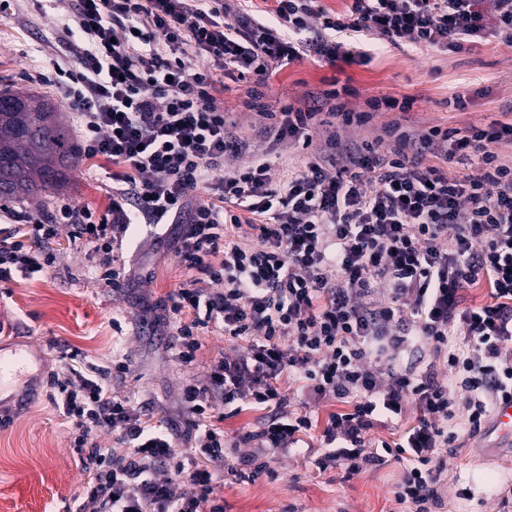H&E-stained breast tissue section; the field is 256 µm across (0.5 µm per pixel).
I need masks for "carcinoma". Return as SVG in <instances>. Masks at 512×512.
I'll return each instance as SVG.
<instances>
[{
    "label": "carcinoma",
    "instance_id": "obj_1",
    "mask_svg": "<svg viewBox=\"0 0 512 512\" xmlns=\"http://www.w3.org/2000/svg\"><path fill=\"white\" fill-rule=\"evenodd\" d=\"M78 157L55 105L33 92L0 90V197L27 199L59 187Z\"/></svg>",
    "mask_w": 512,
    "mask_h": 512
}]
</instances>
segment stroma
<instances>
[{"mask_svg": "<svg viewBox=\"0 0 512 512\" xmlns=\"http://www.w3.org/2000/svg\"><path fill=\"white\" fill-rule=\"evenodd\" d=\"M73 12L68 0H10L0 9V88L30 90L47 99L54 92L35 80L56 36ZM348 59L328 64L305 57L294 61L266 89L272 108L298 103L307 92L348 88L349 101H395L378 122L407 117L417 130L433 125H484L512 102V45L478 44L461 52L410 50L386 45L370 48L353 31L335 33ZM463 95L464 109L451 101ZM110 165L80 159L64 187L15 201L18 210L46 212L74 202L105 212ZM56 261L43 272L0 282V352L31 350L39 359L41 382L17 380L0 397V505L8 512H79L88 474L71 444V427L46 395V379L59 369L61 353L76 349L88 362L109 366L115 355L131 362L114 391L148 404L150 410H175L186 378L176 365L165 331L143 311L192 277L174 258L165 229L138 225L120 250L131 275L119 290L101 287L83 248L60 236ZM483 435L460 433L448 451L442 512H499L512 496V450L487 448ZM276 478L227 482L216 492L224 512H395L393 491L402 468L395 462L347 476L342 469L318 471L303 450L278 457ZM468 488L473 499L458 498Z\"/></svg>", "mask_w": 512, "mask_h": 512, "instance_id": "stroma-1", "label": "stroma"}]
</instances>
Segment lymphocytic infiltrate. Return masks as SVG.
<instances>
[{"instance_id":"1","label":"lymphocytic infiltrate","mask_w":512,"mask_h":512,"mask_svg":"<svg viewBox=\"0 0 512 512\" xmlns=\"http://www.w3.org/2000/svg\"><path fill=\"white\" fill-rule=\"evenodd\" d=\"M332 30L451 52L512 45V0H350L334 14L320 0H273L264 15L247 0H77L63 24L53 86L81 154L113 166L110 206L8 209L0 281L51 266L45 246L64 231L117 287L115 254L138 224L174 230L179 265L202 281L156 305L191 372L179 425L148 424L141 403L113 393L125 357L83 373L74 350L51 375L91 476L81 512H224L219 483L270 474L311 437L318 470L351 477L397 462L396 502L441 512L450 444L512 391V161L492 149L512 141V122L376 128L379 100L359 111L333 90L269 110L276 71L347 58ZM228 78L250 84L248 129L217 99ZM281 147L302 148L303 164L280 173L270 156ZM473 158L477 173L457 171ZM481 284L488 301L467 305ZM218 330L223 352L194 376ZM332 401L347 410L317 426L310 405ZM229 406L267 416L229 439L216 425ZM411 411L397 439L373 438ZM103 434L122 452L98 446Z\"/></svg>"}]
</instances>
